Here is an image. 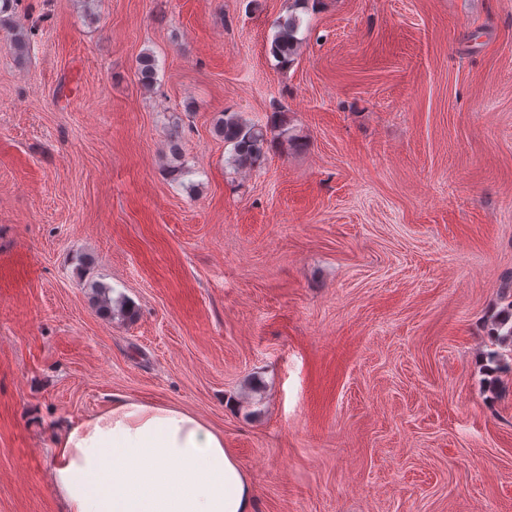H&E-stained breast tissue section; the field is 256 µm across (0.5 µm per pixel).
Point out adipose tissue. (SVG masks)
Masks as SVG:
<instances>
[{
	"mask_svg": "<svg viewBox=\"0 0 512 512\" xmlns=\"http://www.w3.org/2000/svg\"><path fill=\"white\" fill-rule=\"evenodd\" d=\"M67 512H253L222 432L184 410L119 397L55 441Z\"/></svg>",
	"mask_w": 512,
	"mask_h": 512,
	"instance_id": "ef3b65f1",
	"label": "adipose tissue"
}]
</instances>
